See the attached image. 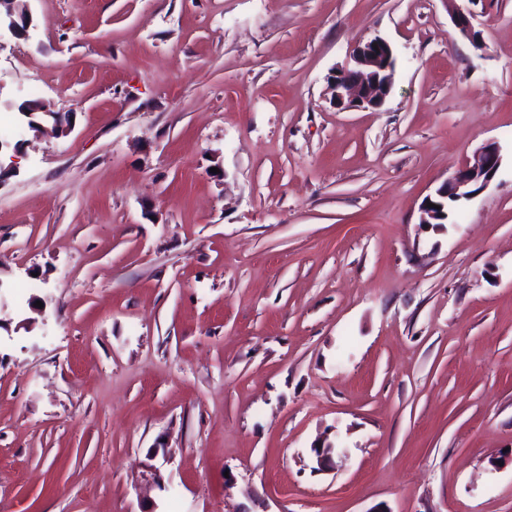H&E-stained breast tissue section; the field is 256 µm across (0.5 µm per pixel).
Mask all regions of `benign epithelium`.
Here are the masks:
<instances>
[{
  "mask_svg": "<svg viewBox=\"0 0 512 512\" xmlns=\"http://www.w3.org/2000/svg\"><path fill=\"white\" fill-rule=\"evenodd\" d=\"M451 3V17L456 29L465 37L474 38L472 2L458 0ZM13 0H0L6 6L0 14V32L6 31L15 39H25L33 26L29 13L13 14L8 5ZM395 66L393 47L379 37L358 44L349 61L333 71L329 82L336 108L340 110L381 106L392 91V71ZM17 111L27 119L32 130L40 128V121L50 119L62 134L71 131L70 114L55 112L45 103L25 100L17 105ZM501 149L497 142L489 141L479 150L474 162L465 164L455 175L441 183L422 203L420 223L443 224L448 219V206L460 207L478 191L485 188L496 176L501 166Z\"/></svg>",
  "mask_w": 512,
  "mask_h": 512,
  "instance_id": "1",
  "label": "benign epithelium"
}]
</instances>
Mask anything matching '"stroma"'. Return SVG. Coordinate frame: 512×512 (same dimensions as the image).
<instances>
[{"label":"stroma","mask_w":512,"mask_h":512,"mask_svg":"<svg viewBox=\"0 0 512 512\" xmlns=\"http://www.w3.org/2000/svg\"><path fill=\"white\" fill-rule=\"evenodd\" d=\"M26 5L0 512H512V0L475 43L446 0ZM376 35L390 96L337 109ZM489 141L490 185L420 225ZM43 102L25 100L17 105V111L27 119L28 127L32 130L40 128V121L51 119L54 127L63 135L71 130V121L69 113L55 112Z\"/></svg>","instance_id":"35a3bbf8"}]
</instances>
